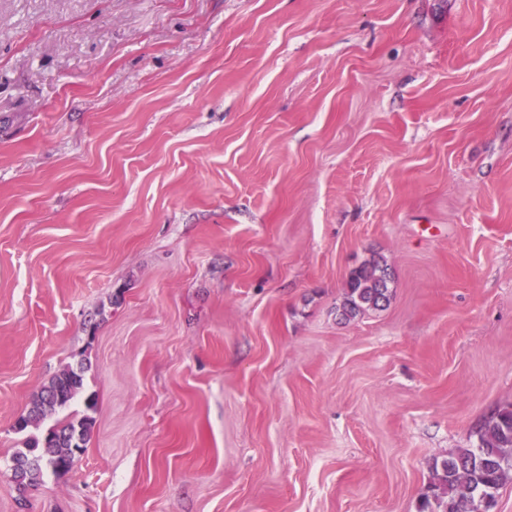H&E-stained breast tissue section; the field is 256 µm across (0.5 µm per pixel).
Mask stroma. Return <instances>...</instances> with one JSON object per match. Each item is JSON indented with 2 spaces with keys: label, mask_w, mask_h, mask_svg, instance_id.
I'll list each match as a JSON object with an SVG mask.
<instances>
[{
  "label": "stroma",
  "mask_w": 512,
  "mask_h": 512,
  "mask_svg": "<svg viewBox=\"0 0 512 512\" xmlns=\"http://www.w3.org/2000/svg\"><path fill=\"white\" fill-rule=\"evenodd\" d=\"M511 404L512 0H0V512H417ZM390 272L383 258L373 259L351 272L347 292L337 315L351 321L369 310H381L389 302L391 291ZM84 371L85 367L83 363H80L78 367H68L51 378L33 399L26 413L18 417L13 426L14 430L26 431L48 415L69 406L70 402L83 389ZM93 419L89 415L70 416L61 426L48 430L42 438L27 440L25 448L16 451L11 462L25 458L34 460L35 466L25 475L24 488L35 487L49 467L56 474H66L86 451Z\"/></svg>",
  "instance_id": "35a3bbf8"
}]
</instances>
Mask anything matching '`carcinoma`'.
Masks as SVG:
<instances>
[{"label":"carcinoma","instance_id":"1","mask_svg":"<svg viewBox=\"0 0 512 512\" xmlns=\"http://www.w3.org/2000/svg\"><path fill=\"white\" fill-rule=\"evenodd\" d=\"M390 272L386 261L374 259L351 272L347 292L336 308L340 319L351 321L369 310H381L389 302ZM84 365L68 367L51 378L20 415L14 430L23 432L45 417L69 406L83 389ZM93 419L70 416L62 425L41 438L27 440L11 461H35L25 475L24 488L36 486L49 467L66 474L86 451ZM477 445L457 448L441 460H434L431 479L422 494L420 512H476L483 507L494 512L501 488L512 483V405L493 412L477 429Z\"/></svg>","mask_w":512,"mask_h":512}]
</instances>
